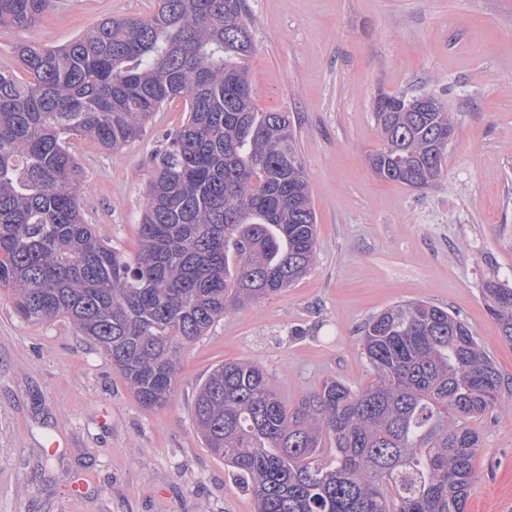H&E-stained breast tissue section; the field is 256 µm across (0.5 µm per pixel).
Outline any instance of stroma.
<instances>
[{
	"instance_id": "1",
	"label": "stroma",
	"mask_w": 512,
	"mask_h": 512,
	"mask_svg": "<svg viewBox=\"0 0 512 512\" xmlns=\"http://www.w3.org/2000/svg\"><path fill=\"white\" fill-rule=\"evenodd\" d=\"M153 8L55 0L35 26L0 29V68L21 72L17 45L62 46L105 18ZM246 13L254 104L289 112L300 140L318 217L314 265L187 346L172 400L157 410L69 320L24 322L0 290V512H255L194 430L199 385L215 365L244 359L291 404L331 379L366 387L363 327L402 301L460 316L512 387V342L481 293L490 278L512 283V0H246ZM382 93L432 94L454 113L437 186L369 169ZM186 112L183 100L164 104L112 152L73 139L85 219L112 246L135 249L152 157ZM467 424L481 449L466 512H512V390Z\"/></svg>"
}]
</instances>
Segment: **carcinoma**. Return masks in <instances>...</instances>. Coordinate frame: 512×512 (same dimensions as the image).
I'll return each mask as SVG.
<instances>
[{
    "instance_id": "carcinoma-1",
    "label": "carcinoma",
    "mask_w": 512,
    "mask_h": 512,
    "mask_svg": "<svg viewBox=\"0 0 512 512\" xmlns=\"http://www.w3.org/2000/svg\"><path fill=\"white\" fill-rule=\"evenodd\" d=\"M49 3L0 0V27L33 26ZM254 51L243 0H156L149 16L104 19L67 45L17 46L26 79L0 70V288L27 322L68 319L148 409L171 400L184 347L315 261L299 139L288 113L255 108ZM176 98L187 117L156 156L127 252L86 222L70 138L118 149ZM373 112V174L438 183L455 132L447 104L382 93ZM484 297L511 342L512 287L490 279ZM361 346L370 385L330 380L293 405L251 361L207 375L198 437L255 512H465L480 450L466 421L502 398L495 362L463 320L423 301L371 317Z\"/></svg>"
}]
</instances>
